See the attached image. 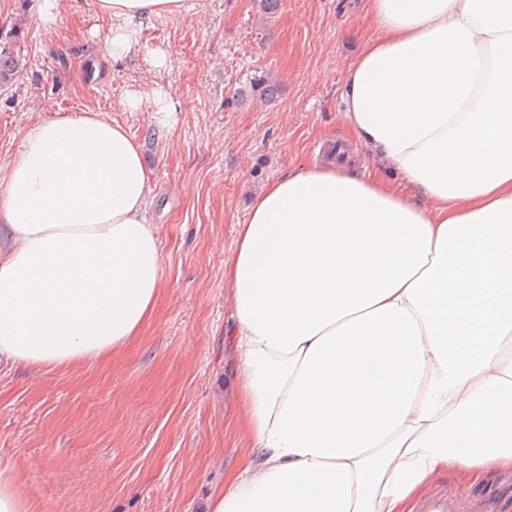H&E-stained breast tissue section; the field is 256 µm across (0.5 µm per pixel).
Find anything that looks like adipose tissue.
Returning <instances> with one entry per match:
<instances>
[{"instance_id":"obj_1","label":"adipose tissue","mask_w":512,"mask_h":512,"mask_svg":"<svg viewBox=\"0 0 512 512\" xmlns=\"http://www.w3.org/2000/svg\"><path fill=\"white\" fill-rule=\"evenodd\" d=\"M342 119L372 160L269 182L224 262L244 464L208 512H413L425 482L512 469V0H366ZM106 54L186 0H96ZM152 172L94 110L0 165V358L113 352L163 288ZM0 512H31L0 456Z\"/></svg>"}]
</instances>
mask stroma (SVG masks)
I'll use <instances>...</instances> for the list:
<instances>
[{
    "instance_id": "35a3bbf8",
    "label": "stroma",
    "mask_w": 512,
    "mask_h": 512,
    "mask_svg": "<svg viewBox=\"0 0 512 512\" xmlns=\"http://www.w3.org/2000/svg\"><path fill=\"white\" fill-rule=\"evenodd\" d=\"M178 18L141 26V47L102 58L96 0H71L53 24L38 0H0V39L22 68L0 88V164L40 118L94 109L130 130L152 171L165 284L152 320L123 348L68 368L0 364V455L11 457L32 512H204L241 465L234 360L224 328V261L248 199L336 145L368 160L341 118L343 71L374 34L366 0H191ZM169 63L152 64L154 49ZM277 86L253 95L254 75ZM161 91L174 121L130 110L129 93ZM504 471L477 483L448 470L423 500L459 512L496 493Z\"/></svg>"
}]
</instances>
